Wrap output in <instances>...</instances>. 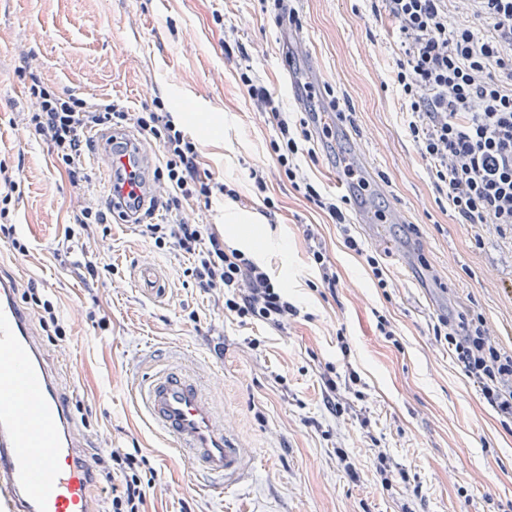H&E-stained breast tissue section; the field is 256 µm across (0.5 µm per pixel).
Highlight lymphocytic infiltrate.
I'll list each match as a JSON object with an SVG mask.
<instances>
[{"label": "lymphocytic infiltrate", "instance_id": "lymphocytic-infiltrate-1", "mask_svg": "<svg viewBox=\"0 0 512 512\" xmlns=\"http://www.w3.org/2000/svg\"><path fill=\"white\" fill-rule=\"evenodd\" d=\"M379 10L398 31L393 81L404 121L449 209L463 224L512 228V0H380ZM15 72L38 102L37 111L27 117L28 126L49 139L73 186L88 179L81 165L86 132L136 124L163 149L155 177L166 191L151 198L149 208L165 211L168 221L146 225L145 235L157 247L170 244L187 254L198 287L222 289L225 309L240 322L280 330L299 316V308L263 264L184 219L189 200L207 204L220 194L236 202L240 196L226 182L201 173L198 146L167 111L161 96L133 113L114 101L60 96L27 65ZM240 80L276 127L270 147L285 177L341 227L345 247L365 261L377 287L388 288L378 259L348 229L340 200L321 193L298 162L302 152L317 162L309 143L316 133L332 138L331 123L319 118L291 120L264 86L245 73ZM433 331L486 402L512 420V351L492 340L482 314L467 311L455 325L440 318ZM93 463L95 483L110 495L109 512H146L152 485L146 456L111 448L95 454Z\"/></svg>", "mask_w": 512, "mask_h": 512}]
</instances>
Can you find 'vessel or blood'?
<instances>
[{
	"mask_svg": "<svg viewBox=\"0 0 512 512\" xmlns=\"http://www.w3.org/2000/svg\"><path fill=\"white\" fill-rule=\"evenodd\" d=\"M111 140L124 144L123 153L112 158L113 168L136 171L135 192L150 199L156 192L151 146L119 133ZM364 162L363 151L352 147L336 167V187L354 200L360 223L371 225L375 217L367 194L347 176L348 169ZM136 400L195 470L228 485L248 471V455L233 442L192 375L176 367L149 373ZM80 444L14 282L0 276V512H96Z\"/></svg>",
	"mask_w": 512,
	"mask_h": 512,
	"instance_id": "1",
	"label": "vessel or blood"
}]
</instances>
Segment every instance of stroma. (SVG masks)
I'll list each match as a JSON object with an SVG mask.
<instances>
[{
    "instance_id": "35a3bbf8",
    "label": "stroma",
    "mask_w": 512,
    "mask_h": 512,
    "mask_svg": "<svg viewBox=\"0 0 512 512\" xmlns=\"http://www.w3.org/2000/svg\"><path fill=\"white\" fill-rule=\"evenodd\" d=\"M296 8L323 86L351 110L317 162L301 158L304 173L334 194L336 154L360 145L386 189L374 210L399 208L425 244L401 267L388 246L406 228L386 222L372 233L347 212L354 235L379 254L387 289L376 288L339 227L284 177L270 149L277 132L240 81L248 74L286 111L299 109L284 70L298 49L260 0H0V161L23 165L10 209L27 245L21 254L0 242V269L17 288L36 282L56 303L66 336L43 349L63 398L86 407L83 456L140 448L157 472L147 512H512V422L502 423L432 330L440 317L473 310L512 348V232L457 223L437 191L401 120L393 22L375 15L371 0H298ZM24 57L62 94L137 111L163 94L196 141L202 169L242 197L238 205L222 196L189 202L185 218L236 247L228 215L247 217L242 230L259 247L258 261L301 317L279 331L233 320L220 292L197 288L187 255L157 248L137 225L114 218L108 230L69 236L75 213L109 193L110 160L99 146L108 132L95 131L81 158L89 181L73 188L50 141L26 126L34 102L15 73ZM253 167L265 194L255 192ZM309 224L336 268L335 295L315 287ZM86 260L102 269L92 287L82 277ZM145 263L161 271L160 293L139 287L135 273ZM380 314L396 340L380 336ZM172 365L203 383L250 453L249 474L224 493L194 474L135 400L146 373ZM351 370L356 390L342 392L340 412H329L324 375Z\"/></svg>"
}]
</instances>
